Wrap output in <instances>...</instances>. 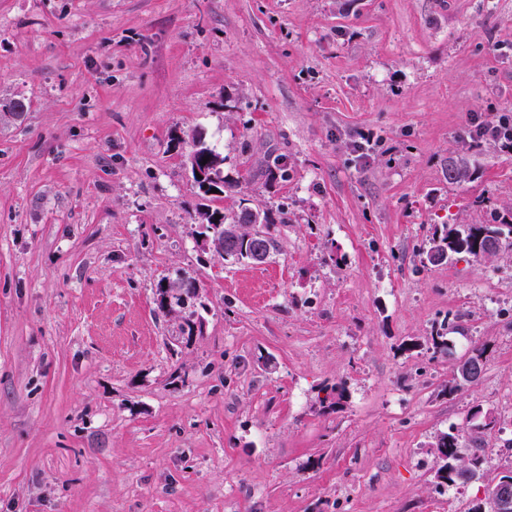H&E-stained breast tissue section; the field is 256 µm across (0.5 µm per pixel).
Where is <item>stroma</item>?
<instances>
[{"instance_id":"obj_1","label":"stroma","mask_w":512,"mask_h":512,"mask_svg":"<svg viewBox=\"0 0 512 512\" xmlns=\"http://www.w3.org/2000/svg\"><path fill=\"white\" fill-rule=\"evenodd\" d=\"M475 115L512 0H0V512H467L512 471V250L426 252L512 216ZM197 136L215 207L287 211L264 264L198 247ZM450 431L484 480L439 486ZM191 152L198 156L200 177H197L194 172L190 173L200 194L204 197L211 195L216 199L220 198L221 195L237 192L238 184L224 177V156L215 146H210L199 138L193 140ZM203 158H209V161L202 164ZM212 188L217 189L218 193H211ZM484 370V359L463 356L457 359L452 377L459 384H470L480 380Z\"/></svg>"}]
</instances>
